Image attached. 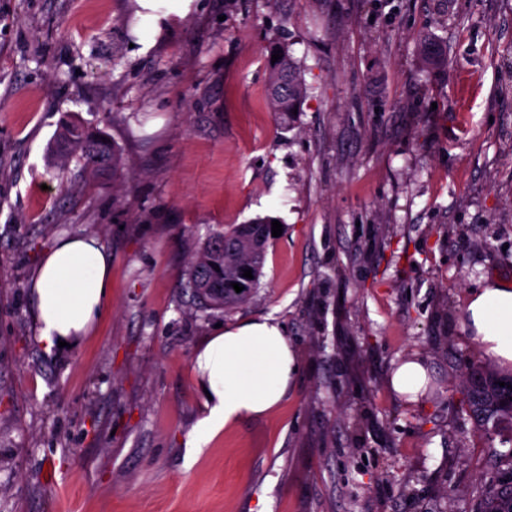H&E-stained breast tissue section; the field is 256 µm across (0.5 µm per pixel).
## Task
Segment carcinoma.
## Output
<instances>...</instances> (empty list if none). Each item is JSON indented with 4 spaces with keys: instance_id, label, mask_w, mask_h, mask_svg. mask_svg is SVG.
<instances>
[{
    "instance_id": "cac0c4a2",
    "label": "carcinoma",
    "mask_w": 512,
    "mask_h": 512,
    "mask_svg": "<svg viewBox=\"0 0 512 512\" xmlns=\"http://www.w3.org/2000/svg\"><path fill=\"white\" fill-rule=\"evenodd\" d=\"M277 50L282 58L270 64L269 103L277 120L287 125L292 119V110L301 108L307 87L288 50L275 43L270 51ZM52 155L60 161L76 160L92 176L108 173L115 176L121 167V157L115 147L102 140L98 131L78 122L60 126ZM271 239V220L258 217L246 224L229 225L195 248L186 278L198 308L222 312L247 302L258 286ZM246 269L252 270L253 278L243 277ZM234 283L243 286V290L236 292L232 287ZM501 382L505 386H499ZM467 402L477 425L482 428L491 422H512V375L470 369ZM489 453L503 470L496 481L482 490L477 512H508L512 508V478L506 480L504 476L512 473V450L502 452L491 446Z\"/></svg>"
}]
</instances>
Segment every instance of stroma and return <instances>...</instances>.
<instances>
[{"mask_svg":"<svg viewBox=\"0 0 512 512\" xmlns=\"http://www.w3.org/2000/svg\"><path fill=\"white\" fill-rule=\"evenodd\" d=\"M134 0H0V512H476L495 473L463 320L512 284V0H198L147 52ZM307 86L289 130L268 47ZM119 151L54 163L62 122ZM275 217L242 306L197 309L189 246ZM112 254L104 313L45 351L31 282L62 234ZM270 316L298 370L191 447L196 349ZM416 359L426 384L395 392Z\"/></svg>","mask_w":512,"mask_h":512,"instance_id":"35a3bbf8","label":"stroma"}]
</instances>
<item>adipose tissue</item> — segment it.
I'll return each instance as SVG.
<instances>
[{
  "label": "adipose tissue",
  "mask_w": 512,
  "mask_h": 512,
  "mask_svg": "<svg viewBox=\"0 0 512 512\" xmlns=\"http://www.w3.org/2000/svg\"><path fill=\"white\" fill-rule=\"evenodd\" d=\"M139 42L151 46L185 18L197 0H135ZM112 292V256L90 235L59 236L46 252L31 286L39 338L45 350L84 336L103 313ZM466 323L486 353L512 363V287L492 282L475 290ZM194 368L210 397L196 438H211L242 417H261L287 395L296 357L280 324L265 317L217 331L201 346Z\"/></svg>",
  "instance_id": "ef3b65f1"
}]
</instances>
